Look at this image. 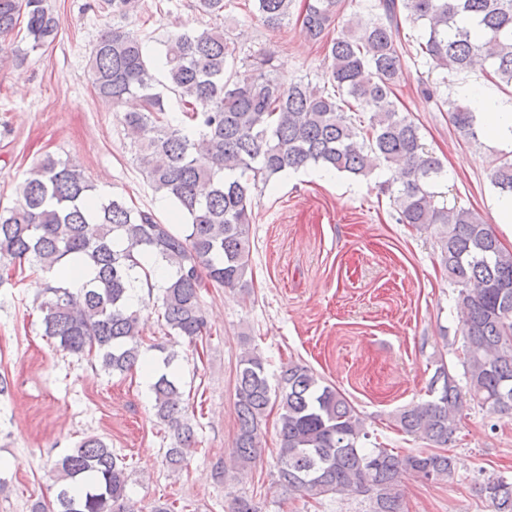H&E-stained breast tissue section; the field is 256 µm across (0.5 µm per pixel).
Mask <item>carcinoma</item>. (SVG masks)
Segmentation results:
<instances>
[{"mask_svg": "<svg viewBox=\"0 0 512 512\" xmlns=\"http://www.w3.org/2000/svg\"><path fill=\"white\" fill-rule=\"evenodd\" d=\"M295 0H244L267 28H281ZM112 23L90 51L95 92L140 109L122 123L134 160L151 189L186 219L184 233L120 198H101L80 165L46 156L28 173L11 207L0 208V257L27 262L49 274L39 309L44 335L69 353L98 364L110 376L143 363L139 312L128 305L133 280L149 279L155 258L170 268L158 299L167 333L190 342L208 332L200 290L205 282L243 288L250 266L253 189L286 172L318 165L368 176L383 164L400 224L434 234L448 281L465 312L463 379L447 367L436 372L432 399L396 413L400 429L435 447L448 445L469 401L490 414L512 412V253L490 225L434 190L443 167L428 154L420 127L403 115L396 90L404 81L402 23L426 30L416 56L431 70L457 75L481 67L496 86L512 88V0H379V13L344 18L345 0H305L301 31L324 50L323 85L276 74L273 54L240 59L224 31L225 0H194L214 20L198 31H175L162 41V69L144 56L149 35L127 19L140 0H106ZM26 19L31 50L53 44L60 18L47 0H0V39ZM343 21L341 33L331 27ZM422 93L447 108L450 124L466 140L481 134L470 106ZM177 105L182 118L168 112ZM368 114L367 123L356 113ZM490 178L512 194V160L492 164ZM174 356L149 376L157 421L176 443L168 466L186 465L194 427L183 413ZM238 432L229 459L245 468L259 454L268 411L279 410L277 477L288 494L318 500L352 493L370 499L371 512H403L397 487L403 475L431 481L451 477L445 453L367 449L354 407L309 367L288 363L278 386L254 350L239 360L235 384ZM123 458L98 436L84 438L54 463V501L30 512H133ZM496 512H512V482L489 477L480 487Z\"/></svg>", "mask_w": 512, "mask_h": 512, "instance_id": "cac0c4a2", "label": "carcinoma"}]
</instances>
